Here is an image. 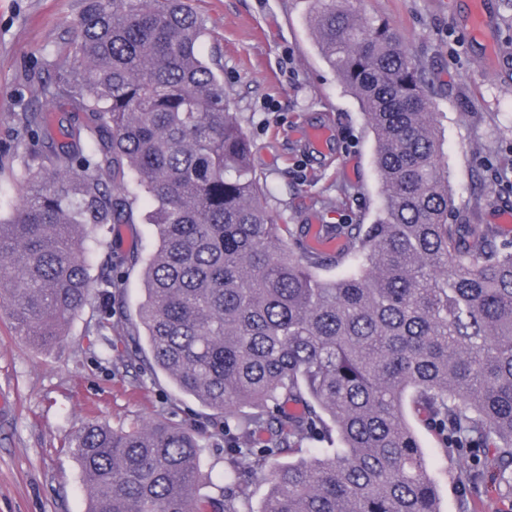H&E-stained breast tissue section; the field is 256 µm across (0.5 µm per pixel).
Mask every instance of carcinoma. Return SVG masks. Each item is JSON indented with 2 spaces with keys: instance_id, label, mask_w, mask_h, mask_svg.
<instances>
[{
  "instance_id": "obj_1",
  "label": "carcinoma",
  "mask_w": 512,
  "mask_h": 512,
  "mask_svg": "<svg viewBox=\"0 0 512 512\" xmlns=\"http://www.w3.org/2000/svg\"><path fill=\"white\" fill-rule=\"evenodd\" d=\"M82 3L79 34L42 84L57 133L46 112L19 118L42 146L21 156V202L0 217V308L39 344L64 335L94 288L88 242L132 220L129 169L158 232L144 352L244 437L228 448L224 499L202 500L200 435L90 424L69 443L87 512H254L247 477L271 462L259 512H439L403 415L409 390L449 447L494 441L512 486V245L448 223L424 71L394 28L315 0L318 48L367 117L384 197L374 223L344 227L351 252L332 259L288 250L221 65L199 57L190 0ZM347 261L341 278L316 273ZM333 432L336 456L279 461L295 439Z\"/></svg>"
}]
</instances>
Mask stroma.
Listing matches in <instances>:
<instances>
[{"label":"stroma","instance_id":"obj_1","mask_svg":"<svg viewBox=\"0 0 512 512\" xmlns=\"http://www.w3.org/2000/svg\"><path fill=\"white\" fill-rule=\"evenodd\" d=\"M82 0H0V216L24 188L18 158L28 143L15 114L41 108L30 71L76 35ZM205 32L203 60L219 59L224 91L266 180L267 209L287 225L293 251L318 223L333 236L343 225L370 224L382 207L375 142L356 98L321 57L308 26L313 0H192ZM369 21L403 35L427 73L426 92L443 140V163L457 224H492L512 211V9L504 0H350ZM330 121L333 144L301 148L299 124ZM116 224L92 246V279L112 270L111 300L92 292L84 309L50 347L16 335L0 310V512H86L87 492L69 441L89 423L115 430L146 420L185 424L203 435L198 494L224 492L229 436L223 417L182 394L138 358L127 332L144 300L143 263L156 250L153 225ZM112 315L108 334L98 323ZM115 347L106 351L105 337ZM406 421L429 464L440 512H512V489L500 480L494 451L445 448L412 400Z\"/></svg>","mask_w":512,"mask_h":512}]
</instances>
